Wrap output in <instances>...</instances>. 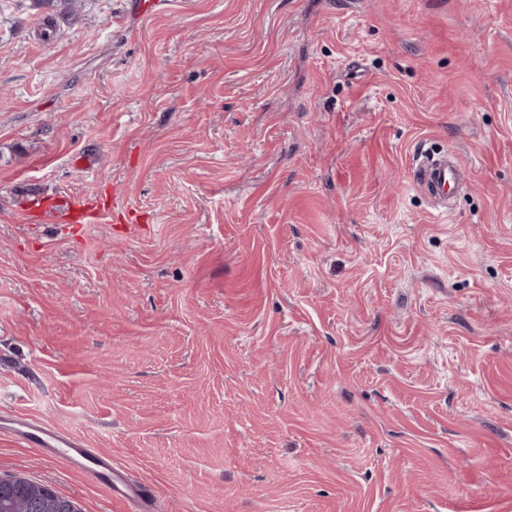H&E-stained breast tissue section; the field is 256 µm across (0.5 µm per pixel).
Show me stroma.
<instances>
[{
	"label": "stroma",
	"instance_id": "stroma-1",
	"mask_svg": "<svg viewBox=\"0 0 512 512\" xmlns=\"http://www.w3.org/2000/svg\"><path fill=\"white\" fill-rule=\"evenodd\" d=\"M61 190L112 209L19 221ZM13 412L172 512H512V0H0ZM414 166V179L435 203L445 206L459 185L460 163L452 155L428 153Z\"/></svg>",
	"mask_w": 512,
	"mask_h": 512
}]
</instances>
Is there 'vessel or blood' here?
I'll use <instances>...</instances> for the list:
<instances>
[{"instance_id":"obj_1","label":"vessel or blood","mask_w":512,"mask_h":512,"mask_svg":"<svg viewBox=\"0 0 512 512\" xmlns=\"http://www.w3.org/2000/svg\"><path fill=\"white\" fill-rule=\"evenodd\" d=\"M459 177L460 164L451 155L428 153L414 167L415 181L440 205L446 204L455 192ZM39 213L56 216L68 224H93L106 216L108 210L99 206L95 198L64 193L49 199L34 198L31 208L20 211L19 220L31 222ZM0 436L63 459L107 488L114 499L126 505L128 512H161L159 497L151 487L131 482L125 470L113 465L110 455L88 447L81 436L21 414L0 417Z\"/></svg>"}]
</instances>
